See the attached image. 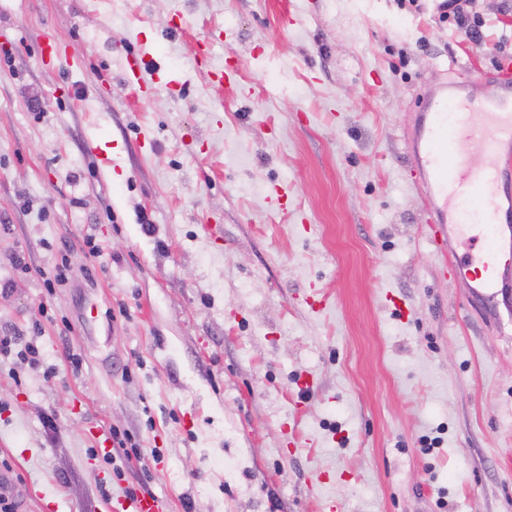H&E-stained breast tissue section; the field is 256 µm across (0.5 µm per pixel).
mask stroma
<instances>
[{"mask_svg": "<svg viewBox=\"0 0 512 512\" xmlns=\"http://www.w3.org/2000/svg\"><path fill=\"white\" fill-rule=\"evenodd\" d=\"M437 5L0 0L18 512L142 480L167 512H512V315L448 279L409 168L420 94L493 66ZM116 430L151 457L114 469Z\"/></svg>", "mask_w": 512, "mask_h": 512, "instance_id": "1", "label": "stroma"}]
</instances>
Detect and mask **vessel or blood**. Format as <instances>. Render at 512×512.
<instances>
[{"label": "vessel or blood", "instance_id": "vessel-or-blood-1", "mask_svg": "<svg viewBox=\"0 0 512 512\" xmlns=\"http://www.w3.org/2000/svg\"><path fill=\"white\" fill-rule=\"evenodd\" d=\"M420 97L410 135L413 176L430 200V235L455 243L448 276L469 277L470 302L512 303V62L502 61L482 99L468 83ZM112 512H166L148 494L120 498Z\"/></svg>", "mask_w": 512, "mask_h": 512}]
</instances>
